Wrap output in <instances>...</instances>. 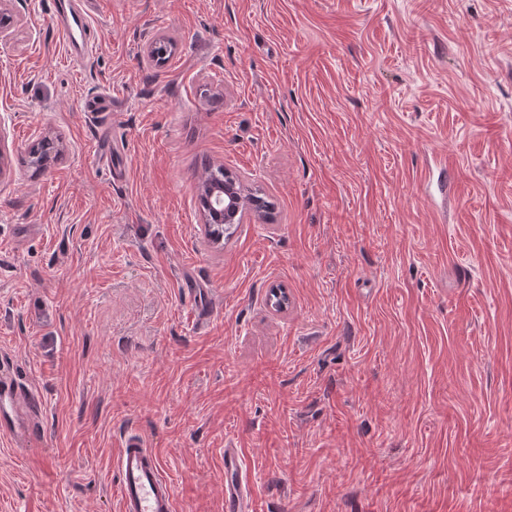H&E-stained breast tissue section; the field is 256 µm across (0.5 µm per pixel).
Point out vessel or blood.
I'll list each match as a JSON object with an SVG mask.
<instances>
[{"instance_id":"obj_1","label":"vessel or blood","mask_w":512,"mask_h":512,"mask_svg":"<svg viewBox=\"0 0 512 512\" xmlns=\"http://www.w3.org/2000/svg\"><path fill=\"white\" fill-rule=\"evenodd\" d=\"M87 0H55L54 24L72 57H85L92 46ZM34 402L12 376L0 368V439L22 438L33 426ZM119 476V512H176L172 482L156 453L139 440H128L114 461ZM249 475L240 449L224 451V512H254Z\"/></svg>"}]
</instances>
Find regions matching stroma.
Here are the masks:
<instances>
[{
  "label": "stroma",
  "mask_w": 512,
  "mask_h": 512,
  "mask_svg": "<svg viewBox=\"0 0 512 512\" xmlns=\"http://www.w3.org/2000/svg\"><path fill=\"white\" fill-rule=\"evenodd\" d=\"M0 12V512H118L130 436L177 512L228 448L260 512H512V0H92L80 63ZM205 160L269 220L211 242ZM34 402L2 363L0 368V439L22 438L33 427Z\"/></svg>",
  "instance_id": "stroma-1"
}]
</instances>
